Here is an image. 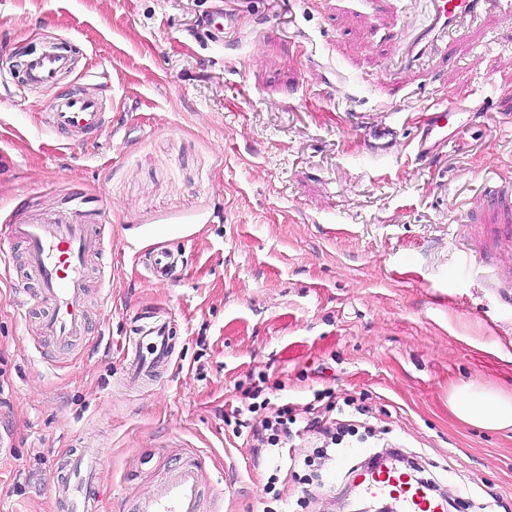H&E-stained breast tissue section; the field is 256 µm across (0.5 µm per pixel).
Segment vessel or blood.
<instances>
[{"label": "vessel or blood", "mask_w": 512, "mask_h": 512, "mask_svg": "<svg viewBox=\"0 0 512 512\" xmlns=\"http://www.w3.org/2000/svg\"><path fill=\"white\" fill-rule=\"evenodd\" d=\"M426 4V16L416 31L397 45L407 70L445 60L449 43L469 39L488 22L512 19V0H426ZM18 68L28 85L51 90L63 76L73 73L75 62L66 49L49 47L26 54ZM49 108L53 127L75 140L105 123L103 104L91 94L57 96ZM475 111L473 103L450 93L427 105L424 118L415 125L417 160L430 161L454 147ZM369 130L376 139L375 153H388L397 137L389 115L376 117ZM100 230V225L73 224L58 215L28 216L0 226V242L21 244L24 264L36 276V300L46 309L38 335L62 353L84 335L88 259L100 249ZM172 354L167 322L137 317L124 352L129 378L137 381L153 376L170 364ZM100 455V449L88 444L64 461L56 493L66 512H97ZM203 485L199 463L185 461L138 499L135 512H205ZM362 487L370 497L389 499L394 512H448L445 499L434 497L393 466L377 467Z\"/></svg>", "instance_id": "b4317fda"}]
</instances>
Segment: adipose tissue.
Segmentation results:
<instances>
[{
	"label": "adipose tissue",
	"mask_w": 512,
	"mask_h": 512,
	"mask_svg": "<svg viewBox=\"0 0 512 512\" xmlns=\"http://www.w3.org/2000/svg\"><path fill=\"white\" fill-rule=\"evenodd\" d=\"M451 413L460 421L491 431L512 430V394L470 386L448 397Z\"/></svg>",
	"instance_id": "1"
}]
</instances>
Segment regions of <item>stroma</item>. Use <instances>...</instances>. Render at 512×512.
Wrapping results in <instances>:
<instances>
[{"label": "stroma", "mask_w": 512, "mask_h": 512, "mask_svg": "<svg viewBox=\"0 0 512 512\" xmlns=\"http://www.w3.org/2000/svg\"><path fill=\"white\" fill-rule=\"evenodd\" d=\"M216 0H0V58L59 43L76 59L63 89L98 96L88 142L52 129L51 92L0 88V225L59 213L104 227L91 259L87 336L69 357L35 344V281L0 271V512H59L51 473L66 452L103 451L102 512H130L190 458L207 512H262L274 485L295 512L304 466L224 424L251 378L303 411L331 388L368 405V447L332 446L323 492L379 512L360 475L388 443L402 466L480 512H512V432L458 421L448 391L512 390V268H498L512 198L484 189L512 173V24L490 25L495 64L454 43L447 62L403 81L398 41L423 0H230L223 41L199 28ZM479 104L457 149L418 162L413 118L442 90ZM394 110L400 136L373 159L363 127ZM182 262L159 282L143 264ZM164 312L171 366L126 382L135 314Z\"/></svg>", "instance_id": "35a3bbf8"}]
</instances>
